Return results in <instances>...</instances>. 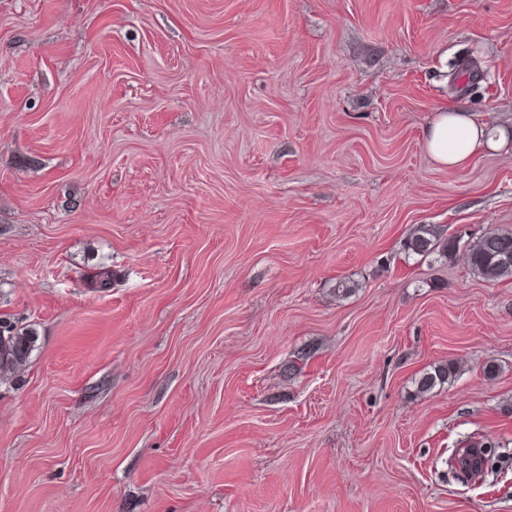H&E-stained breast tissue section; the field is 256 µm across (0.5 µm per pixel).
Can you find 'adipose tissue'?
I'll return each instance as SVG.
<instances>
[{"label": "adipose tissue", "instance_id": "adipose-tissue-1", "mask_svg": "<svg viewBox=\"0 0 512 512\" xmlns=\"http://www.w3.org/2000/svg\"><path fill=\"white\" fill-rule=\"evenodd\" d=\"M424 141L433 161L455 169L465 167L478 153L500 150L512 140L506 133H492L472 113L444 105L428 124Z\"/></svg>", "mask_w": 512, "mask_h": 512}]
</instances>
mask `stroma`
<instances>
[{
  "mask_svg": "<svg viewBox=\"0 0 512 512\" xmlns=\"http://www.w3.org/2000/svg\"><path fill=\"white\" fill-rule=\"evenodd\" d=\"M446 103L512 138V0H0V512H512V279L403 248L512 229ZM425 148L437 164L448 168H463L478 153L497 151L508 144L502 130L494 135L475 116L448 104L436 110L424 133ZM461 241L453 238H441V234L433 224H420L404 243L408 255L426 258L432 254L448 255L460 249ZM37 341V333L32 328L15 330L4 324L0 329V372L22 370L30 358ZM457 374L456 365L452 362L448 365H441L434 368L433 372H426L417 381L418 392L426 393L431 391L438 383H445L455 378ZM468 448H481L480 455L475 457L473 454L469 455L467 459L458 458L457 464L458 469L460 470L462 467H467L468 476L480 475L484 473L487 463L490 460V454L486 456L485 452L482 448H492V443L489 441H472Z\"/></svg>",
  "mask_w": 512,
  "mask_h": 512,
  "instance_id": "1",
  "label": "stroma"
}]
</instances>
